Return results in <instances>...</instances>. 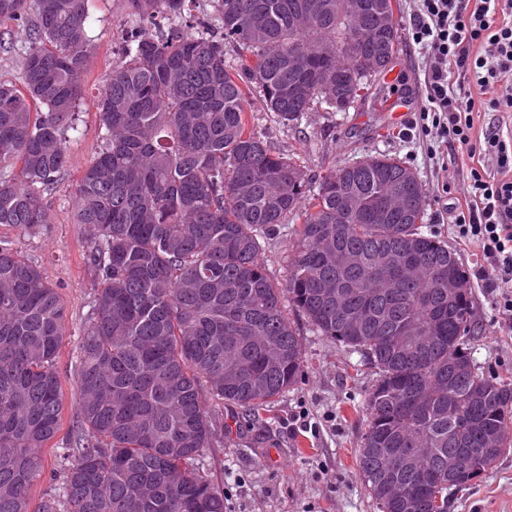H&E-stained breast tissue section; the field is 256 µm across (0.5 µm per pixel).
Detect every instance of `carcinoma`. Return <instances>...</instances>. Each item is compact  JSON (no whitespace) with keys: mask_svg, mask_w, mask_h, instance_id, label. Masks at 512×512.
Segmentation results:
<instances>
[{"mask_svg":"<svg viewBox=\"0 0 512 512\" xmlns=\"http://www.w3.org/2000/svg\"><path fill=\"white\" fill-rule=\"evenodd\" d=\"M125 40L97 100L98 146L75 187L97 286L79 345L77 458L42 512H224L204 469L224 402L257 413L303 373L286 305L379 370L360 476L381 512H448V454L512 447V385L475 371L469 279L425 234L417 173L369 155L316 181L274 151L251 99L285 127L363 97L360 68L400 49L394 0H217L220 26L162 31L193 0H127ZM33 9L20 81H0V224L47 223L43 194L68 156L91 53L90 0H0ZM236 51V62L224 48ZM20 167V177L8 169ZM293 221L284 281L261 240ZM65 308L41 270L0 246V512H29L42 448L60 429L55 364Z\"/></svg>","mask_w":512,"mask_h":512,"instance_id":"obj_1","label":"carcinoma"}]
</instances>
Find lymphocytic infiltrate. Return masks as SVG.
I'll return each instance as SVG.
<instances>
[{
	"label": "lymphocytic infiltrate",
	"mask_w": 512,
	"mask_h": 512,
	"mask_svg": "<svg viewBox=\"0 0 512 512\" xmlns=\"http://www.w3.org/2000/svg\"><path fill=\"white\" fill-rule=\"evenodd\" d=\"M407 33L426 57V100L414 126L431 152L450 144L471 160L465 203H452L456 238L476 246L478 280L512 321V128L475 117L512 112V0H417Z\"/></svg>",
	"instance_id": "obj_1"
}]
</instances>
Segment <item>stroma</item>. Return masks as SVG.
<instances>
[{
  "mask_svg": "<svg viewBox=\"0 0 512 512\" xmlns=\"http://www.w3.org/2000/svg\"><path fill=\"white\" fill-rule=\"evenodd\" d=\"M91 32L96 47L88 57L83 96L69 131L68 160L57 190L45 199L49 220L33 234L0 225V241L12 243L56 288L65 310L66 334L56 363L62 388L60 431L45 447V480L30 494L32 505L52 484L60 483L66 461L60 457L77 420L78 346L94 305L95 288L86 263L89 243L73 219V192L97 147V97L117 60L126 29L138 26L126 0H91ZM28 26L0 21V79H16L28 46ZM425 58L402 41L389 69L373 76L364 102L346 112L312 111L294 126L276 124L253 100L255 124L271 146L300 155L317 175L354 159L388 153L406 161L426 193V230L455 249L470 274L472 290L471 355L480 374L512 383V330L496 298L474 273L478 248L460 245L445 212L468 186V158L449 152L432 155L422 139H401L402 122L391 119L397 103L417 110L424 100ZM288 316L300 333L307 367L301 380L267 411L248 419L239 406H214L210 414L230 425L224 445L206 466L224 488V512H379L359 475L357 451L366 424V399L377 370L362 354L319 335L296 311ZM448 512H512V450L472 485L451 491Z\"/></svg>",
  "mask_w": 512,
  "mask_h": 512,
  "instance_id": "stroma-1",
  "label": "stroma"
}]
</instances>
